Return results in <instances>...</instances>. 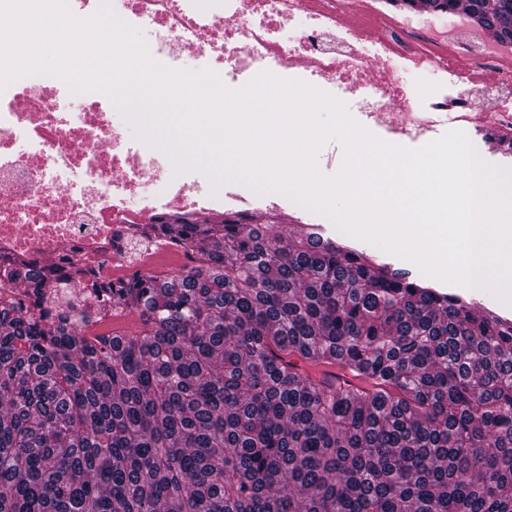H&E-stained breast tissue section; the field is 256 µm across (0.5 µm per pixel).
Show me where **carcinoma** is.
I'll use <instances>...</instances> for the list:
<instances>
[{
  "instance_id": "obj_1",
  "label": "carcinoma",
  "mask_w": 512,
  "mask_h": 512,
  "mask_svg": "<svg viewBox=\"0 0 512 512\" xmlns=\"http://www.w3.org/2000/svg\"><path fill=\"white\" fill-rule=\"evenodd\" d=\"M402 2L512 40V0ZM277 228H134L167 276L0 261V512H512V319ZM119 313L141 333H86Z\"/></svg>"
}]
</instances>
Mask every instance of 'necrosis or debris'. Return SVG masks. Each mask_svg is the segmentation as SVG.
Instances as JSON below:
<instances>
[{
    "mask_svg": "<svg viewBox=\"0 0 512 512\" xmlns=\"http://www.w3.org/2000/svg\"><path fill=\"white\" fill-rule=\"evenodd\" d=\"M79 18L108 10L149 33L173 69L215 72L231 90L262 73L357 94L365 121L417 139L449 118L512 127V41L466 17L448 28L385 14L357 23L361 0H68ZM67 84L18 78L0 90V251L65 254L73 269L151 272L146 244L112 246L128 224L167 215L244 212L251 202L185 179L134 135L100 92L61 106Z\"/></svg>",
    "mask_w": 512,
    "mask_h": 512,
    "instance_id": "1",
    "label": "necrosis or debris"
}]
</instances>
